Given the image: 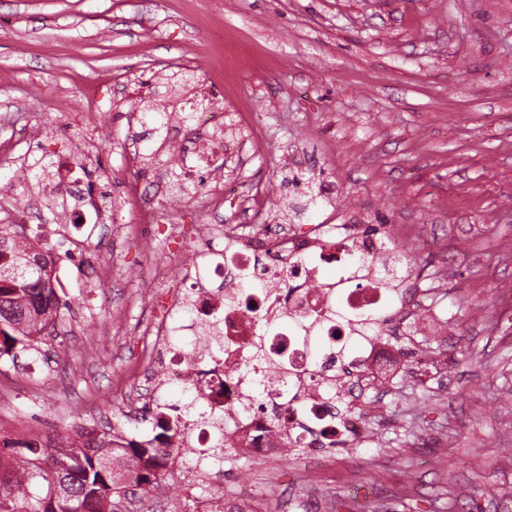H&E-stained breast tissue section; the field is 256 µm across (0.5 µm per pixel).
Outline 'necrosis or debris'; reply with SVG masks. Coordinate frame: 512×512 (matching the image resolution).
I'll return each mask as SVG.
<instances>
[{
    "label": "necrosis or debris",
    "instance_id": "necrosis-or-debris-1",
    "mask_svg": "<svg viewBox=\"0 0 512 512\" xmlns=\"http://www.w3.org/2000/svg\"><path fill=\"white\" fill-rule=\"evenodd\" d=\"M193 118L210 141L180 162L191 176L207 178L224 154L223 143L212 138L222 129L224 115L204 109ZM206 243V256L186 253L179 273L162 266L154 274L157 316L145 334L160 361L141 373L139 400L152 407L156 392L177 385L197 400L204 416L186 429L168 410H159L160 423L146 437L151 459L215 482L221 469L200 470L188 453L211 447L219 435L235 452L261 461L280 460L289 441L301 448L316 441L328 448L366 441L365 415L331 417L322 387L338 382L347 391L356 383L380 388L395 372L396 361L379 336L365 343L361 372L340 371L333 358L347 331L329 311L339 304L359 318L395 303L400 312L417 314L408 273H401L393 290L373 266L357 281L348 279L352 257H393V229L369 234L358 224H314L304 231L281 224L243 235L211 224ZM269 249L277 252V260L258 266L257 253ZM325 265L338 272L335 287L325 286L320 277ZM236 271L248 274L249 283L233 279ZM176 316L185 333L180 348L168 334ZM315 343L324 348L316 360L311 357Z\"/></svg>",
    "mask_w": 512,
    "mask_h": 512
}]
</instances>
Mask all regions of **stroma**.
<instances>
[{
	"instance_id": "35a3bbf8",
	"label": "stroma",
	"mask_w": 512,
	"mask_h": 512,
	"mask_svg": "<svg viewBox=\"0 0 512 512\" xmlns=\"http://www.w3.org/2000/svg\"><path fill=\"white\" fill-rule=\"evenodd\" d=\"M178 65L208 74L196 90L211 107L264 130L245 158L238 136L223 138L242 209L199 193L174 203L152 241L50 223L42 188L19 173L83 132L86 102L100 108L98 146L77 159L72 195L152 193L164 170L129 163L125 144L144 156L198 151L194 123H174L160 143L126 121L145 80L157 105L179 112L167 78ZM1 139L15 150L0 156V209L24 207L62 266L92 246L113 273L105 287L81 277L61 291L70 335L0 359L13 390L0 401V440L126 426L135 394L122 379L152 314L151 273L182 262L166 225L198 241L206 222H279L253 195L279 204L302 193L294 176H317L329 204L293 223L401 228L442 335L406 325L399 349L428 351L429 366L406 362L382 403L357 395L370 443L277 463L242 456L189 497L262 512H512V319L502 317L512 311V0H0ZM418 224L434 226V242L414 237ZM355 485L371 495L352 497Z\"/></svg>"
}]
</instances>
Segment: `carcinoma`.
Instances as JSON below:
<instances>
[{
	"mask_svg": "<svg viewBox=\"0 0 512 512\" xmlns=\"http://www.w3.org/2000/svg\"><path fill=\"white\" fill-rule=\"evenodd\" d=\"M172 185L183 198H195L204 181L185 184L171 168ZM23 224H0V358L17 344L30 346L63 306L61 297L43 284L47 258L55 244L37 239ZM387 318L372 314L355 333L344 338L339 351L345 364L351 348L377 336ZM328 405L341 415L351 409L344 390L326 386ZM78 439L64 443L31 440L22 444L26 453L17 456L10 469L0 471V512H141L157 486L158 472L134 471L145 448L113 446L112 431L77 432Z\"/></svg>",
	"mask_w": 512,
	"mask_h": 512,
	"instance_id": "cac0c4a2",
	"label": "carcinoma"
}]
</instances>
